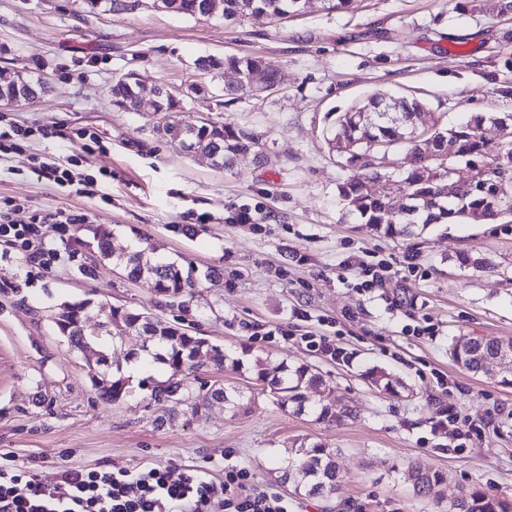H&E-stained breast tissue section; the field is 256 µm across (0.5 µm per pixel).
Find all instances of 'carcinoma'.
<instances>
[{
	"label": "carcinoma",
	"mask_w": 512,
	"mask_h": 512,
	"mask_svg": "<svg viewBox=\"0 0 512 512\" xmlns=\"http://www.w3.org/2000/svg\"><path fill=\"white\" fill-rule=\"evenodd\" d=\"M304 5L305 0H224V20L234 22L253 14L283 18L300 12ZM474 9L496 16L512 15V0H475ZM205 60L210 65L232 70L243 79L239 85L224 87L228 96L246 93L245 83L255 77L269 87L278 81L277 68L261 56L200 58L202 62ZM112 102L129 110L135 108L133 94L119 80L112 85ZM422 110V103L414 98L373 97L335 113L329 123L332 137L328 144L337 156L346 157L343 166L350 170V175L338 185V193L349 211L359 215L370 232L387 237L419 236L433 224L467 223L476 217L481 224H512V207L503 206L500 190L502 166L512 164V146L491 158L486 153L483 137L487 125L512 121V115L482 113L451 127L435 122L424 136L415 123ZM187 128L192 133L178 141L179 147L186 152L193 148L210 152L219 147L221 166L226 169L233 166L237 156L249 151L258 159L264 157L263 134L255 128L215 122L189 124ZM450 143L461 158L484 170L481 180L467 179L456 184L451 197L444 194V186L448 185L444 175ZM369 181H384L388 190L371 195L366 191ZM96 247L100 259L122 266L130 279L149 284L172 305H183L184 297L192 294L200 280L215 277L209 269L185 268L176 261L152 256L140 246L115 255L106 233L97 237ZM55 326L61 336L80 350L103 339L111 340L114 345L121 343L130 333L152 337L154 359L170 370L167 381L152 386L151 393L156 399L163 393L174 392L189 399L190 375L209 364L236 372L242 369L240 359L222 351L209 339L154 320L137 310L109 309L105 320L98 323V331L93 333L84 330L83 304L68 303ZM500 355L512 359V338L461 335L451 345L453 361L473 374L487 373L491 362ZM97 366L101 371L96 374L95 382L102 394L114 401L131 394L125 378L110 372L107 355L98 357ZM365 379L372 387L392 396L407 390L402 380L382 367L370 368ZM252 383L282 408L311 414L317 421L342 423L354 417V410L348 405L308 403L307 390L318 392L327 388L322 374L312 365L268 368L258 361ZM213 395L234 410L244 407L241 391L236 388L219 387L213 390ZM277 470L281 483L290 486L294 494L307 497L333 493L339 479L335 455L324 443L306 437L292 442L291 456ZM405 480L417 493L434 496L438 505L448 501V512H512V501L483 489L445 498L443 479L437 471L411 466Z\"/></svg>",
	"instance_id": "1"
}]
</instances>
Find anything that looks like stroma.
<instances>
[{
  "label": "stroma",
  "instance_id": "stroma-1",
  "mask_svg": "<svg viewBox=\"0 0 512 512\" xmlns=\"http://www.w3.org/2000/svg\"><path fill=\"white\" fill-rule=\"evenodd\" d=\"M252 53L278 68L277 92L230 101L221 74L196 68L205 56ZM511 66L512 20L472 11L471 0H360L348 12L308 0L285 21L236 23L146 5L91 13L85 0H0V85L20 77L43 85L35 102L0 101V117L49 133L0 153V215L35 221L57 252L44 268L0 240V467L45 484L68 468L160 467L174 481L196 470L219 486L241 469L247 486L278 493L288 512H347L350 503L360 512H439L402 477L416 463L441 472L446 492L483 488L512 500V386L462 371L449 354L463 333L512 337V224L372 234L340 201L347 172L325 140L327 113L373 95L424 99V126L512 113ZM130 71L149 91L198 82L209 93L162 117L125 112L111 88ZM203 119L262 131L264 160L246 153L224 169L157 132L163 120ZM47 154L97 176L96 194L37 178L32 159ZM239 207L253 223L230 222ZM61 214L83 221L57 223ZM103 232L115 252L144 241L216 277L201 282L184 313L110 261L82 274ZM462 251L492 268L458 267ZM388 259L396 274L361 288V263ZM65 302L84 303L89 322L108 305L138 309L207 337L246 369L198 371L186 401L157 402L140 389L107 399L92 380L99 345L71 349L55 330ZM417 315L429 332H415ZM257 360L316 366L329 389L309 400L356 406L357 417L330 426L257 393L247 412L225 410L213 389L249 390ZM372 366L409 392L372 390L363 377ZM446 408L457 422H443ZM303 437L336 451L335 493L299 496L277 480V462Z\"/></svg>",
  "mask_w": 512,
  "mask_h": 512
}]
</instances>
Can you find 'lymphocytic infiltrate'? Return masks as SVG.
Here are the masks:
<instances>
[{
	"label": "lymphocytic infiltrate",
	"instance_id": "f902f5d3",
	"mask_svg": "<svg viewBox=\"0 0 512 512\" xmlns=\"http://www.w3.org/2000/svg\"><path fill=\"white\" fill-rule=\"evenodd\" d=\"M0 237L20 245L30 262L50 264L54 253L35 226L0 224ZM0 512H288L274 492L247 488L245 475L228 471L223 486L186 475L173 482L166 470H65L51 487L0 468Z\"/></svg>",
	"mask_w": 512,
	"mask_h": 512
}]
</instances>
